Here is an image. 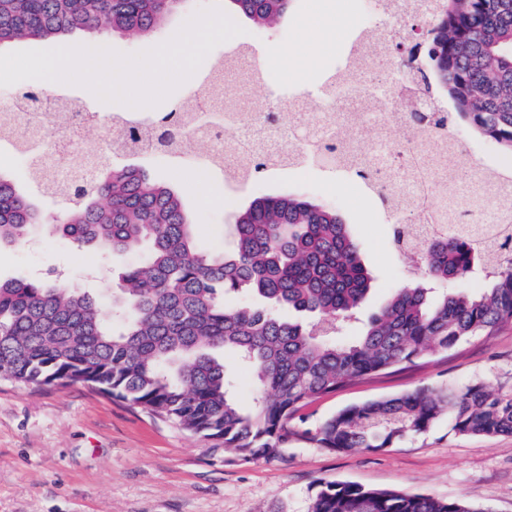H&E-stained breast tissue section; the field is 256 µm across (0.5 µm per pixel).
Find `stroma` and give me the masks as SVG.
Returning a JSON list of instances; mask_svg holds the SVG:
<instances>
[{
    "instance_id": "35a3bbf8",
    "label": "stroma",
    "mask_w": 512,
    "mask_h": 512,
    "mask_svg": "<svg viewBox=\"0 0 512 512\" xmlns=\"http://www.w3.org/2000/svg\"><path fill=\"white\" fill-rule=\"evenodd\" d=\"M334 3V15L341 20L337 29L316 23L320 0H298L280 29L260 39L251 27L217 46L175 98L204 93L215 61L232 58L245 46L260 65L280 54L292 65L318 60L298 79L259 75L261 103L284 111L293 98L317 96L344 69L360 35L356 16L361 0ZM49 94L99 113L101 123L90 146L101 164H114L105 124L121 104H101L89 90L59 82ZM137 162L180 193L208 247L231 248L230 226L237 211L265 193L306 194L335 206L373 277L360 319L376 313L394 288L414 279L392 247L384 207L366 186L342 173L312 165L300 174L274 170L264 181L234 185L223 173L202 175L161 156H141ZM141 260L138 254L122 255L109 268L95 251L37 233L27 244L0 248V276L57 274L74 286L102 292L111 270ZM473 382L512 393V325L319 398L305 409V426L316 429L329 415L365 400ZM331 481L458 499L485 512H512V435H462L443 421L384 451L334 453L298 437L282 458L232 461L212 442L87 386L0 382V512H310L319 483Z\"/></svg>"
}]
</instances>
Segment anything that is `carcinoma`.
<instances>
[{
    "instance_id": "1",
    "label": "carcinoma",
    "mask_w": 512,
    "mask_h": 512,
    "mask_svg": "<svg viewBox=\"0 0 512 512\" xmlns=\"http://www.w3.org/2000/svg\"><path fill=\"white\" fill-rule=\"evenodd\" d=\"M192 0H0V46L57 42L78 33L136 39L160 31ZM295 0H224L232 18L276 29ZM421 30L423 67L415 83L440 90L446 112L410 107L413 128L461 124L512 153V0H437ZM154 150L187 133L182 106L156 115ZM341 141L323 139L309 161L340 168ZM273 169L253 152L249 180ZM377 185L391 205L394 188L373 166L348 168ZM45 213L10 177L0 174V246L26 243L37 226L79 247L108 255L148 248L146 262L126 267L98 295L48 279L0 278V381L35 386L90 385L224 449L232 460L281 456L295 420L314 400L352 381L414 364L430 353L490 336L512 324V249L487 264L476 232L459 212L456 228L423 250L405 243L399 215L391 239L421 280L400 286L352 342L337 338L371 286L359 246L336 207L304 195H263L235 216L234 248L206 249L181 195L146 168L115 165L90 180L81 174L64 191L47 192ZM484 275L478 294L450 289L432 296L424 282ZM249 293L256 301L231 305ZM248 370L249 410L230 386L227 355ZM459 434L512 435V394L481 383L457 390L418 389L349 405L320 424L312 439L337 453L392 448L440 420ZM311 512H483L461 500L349 482L319 485Z\"/></svg>"
}]
</instances>
